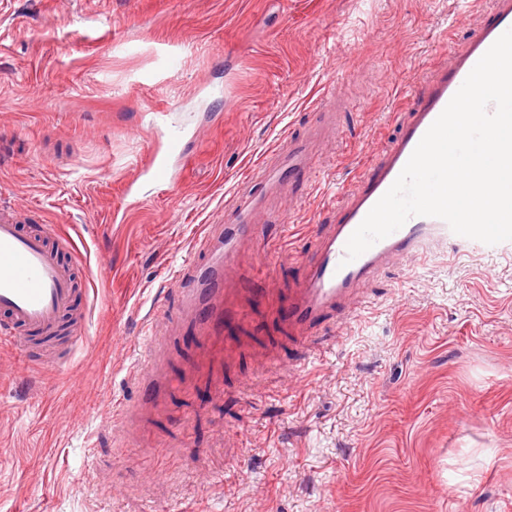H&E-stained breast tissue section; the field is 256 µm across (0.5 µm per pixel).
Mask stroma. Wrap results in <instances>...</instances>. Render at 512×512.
<instances>
[{
	"instance_id": "1",
	"label": "stroma",
	"mask_w": 512,
	"mask_h": 512,
	"mask_svg": "<svg viewBox=\"0 0 512 512\" xmlns=\"http://www.w3.org/2000/svg\"><path fill=\"white\" fill-rule=\"evenodd\" d=\"M489 0H0V205L57 224L96 275L65 368L0 350V512H512V241H440L362 285L302 348L288 295L365 156ZM339 134L236 253L225 355L205 356L174 275L265 156ZM172 185L127 197L171 126ZM169 383L134 436L116 400L144 327ZM273 363H266V356ZM223 396H216V386Z\"/></svg>"
}]
</instances>
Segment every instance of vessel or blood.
Wrapping results in <instances>:
<instances>
[{
	"mask_svg": "<svg viewBox=\"0 0 512 512\" xmlns=\"http://www.w3.org/2000/svg\"><path fill=\"white\" fill-rule=\"evenodd\" d=\"M494 18L474 29L461 46L449 45L451 63L438 69L428 88L412 104L401 124L399 136L387 147L374 152L364 163L347 200L339 207L335 223L309 226L314 250L307 260L308 271L288 300V321L300 345H308L326 315L352 313L360 303L359 286L381 274L394 260L416 254L433 239L454 236L442 219L410 218L400 229L376 242L353 261H346V243L368 212L395 182L416 146L442 113L476 63L494 42L512 28V0H493ZM309 148L288 149L287 159L271 156L257 165L249 179L257 194L239 197L224 229L204 225L197 243L207 254L196 285L187 289V310L200 313L203 332L213 336L222 323L230 298L228 272L237 249L256 233L262 196L279 189L284 170L308 165ZM141 174L162 185L171 183L167 157L155 154ZM71 239L54 224L36 227L22 223L18 212L0 207V345L28 353L39 347L52 365L71 361L86 343L87 316L76 312L77 266L66 262L73 252ZM155 351L137 358L131 374L144 387L159 391L165 382V352L149 337Z\"/></svg>",
	"mask_w": 512,
	"mask_h": 512,
	"instance_id": "b4317fda",
	"label": "vessel or blood"
}]
</instances>
